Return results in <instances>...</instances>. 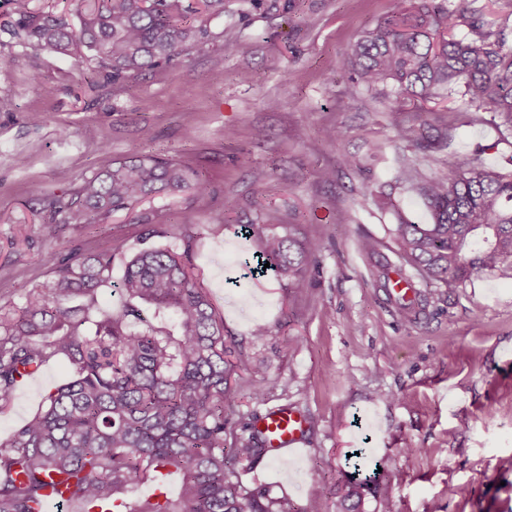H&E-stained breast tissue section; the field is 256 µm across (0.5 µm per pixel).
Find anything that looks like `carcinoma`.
<instances>
[{"instance_id":"obj_1","label":"carcinoma","mask_w":512,"mask_h":512,"mask_svg":"<svg viewBox=\"0 0 512 512\" xmlns=\"http://www.w3.org/2000/svg\"><path fill=\"white\" fill-rule=\"evenodd\" d=\"M17 35L28 45L69 56L92 52L104 77L117 83L172 65L212 38L208 18L224 13V0H93L79 28L63 17L39 14L30 0H13ZM467 25L477 38L458 39ZM490 16L467 0L449 10L438 0H390L387 14L340 60L347 91L392 87L408 99L444 97L463 84L476 112L489 110L512 131V51ZM398 139L419 153L448 147V130L396 126ZM394 182L419 198L429 221L393 225L395 254L425 287L457 288L486 275L512 280V172L477 154L456 158L449 170L425 173L409 159ZM210 185L168 159L136 156L84 178L70 199L47 202L51 223L85 224L125 210L151 195ZM254 271L273 273L297 292L321 263L318 246L293 233H267L249 224ZM117 244L89 253L48 252L51 277L24 302L0 308V410L19 386L50 361L64 357L72 380L51 390L41 409L0 443V512H49L52 488L66 504L101 512H292L288 500L262 486L250 488L238 468L253 467L267 451L252 433L226 443L237 396L235 378L251 359L224 341V320L190 271L191 243L183 252L146 246L129 256L120 284L125 301L98 311V293L110 285ZM269 268H264V264ZM82 299L79 305L71 304ZM175 467L181 492L169 496L162 468ZM336 512H360L367 479L364 457L352 463ZM151 481L156 493L133 503L128 490Z\"/></svg>"}]
</instances>
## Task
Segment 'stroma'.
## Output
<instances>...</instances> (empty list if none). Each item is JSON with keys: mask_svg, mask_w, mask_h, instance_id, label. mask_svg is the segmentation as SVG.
Here are the masks:
<instances>
[{"mask_svg": "<svg viewBox=\"0 0 512 512\" xmlns=\"http://www.w3.org/2000/svg\"><path fill=\"white\" fill-rule=\"evenodd\" d=\"M241 6L227 0L211 23L234 33L232 53L215 39L177 65L112 84L86 58L19 42L12 0H0V306L21 305L49 277L47 249L94 252L117 241L131 253L147 240L142 216H152L164 230L152 244L179 251L191 242L192 273L224 320L227 346L253 361L232 383L231 434L248 436L249 420L275 407L306 418L297 459L263 458L241 470L244 484L287 497L296 512L316 497L332 510L346 455L362 448L382 465L392 512H512V282L488 276L421 289L417 320L406 321L379 264L394 257L392 224L424 220L425 210L397 191L391 209L367 193L391 181L406 152L396 124L447 128V149L419 161L427 171L475 152L511 170L512 136L458 96L401 101L389 87L347 94L338 62L389 0H275L244 19ZM332 127L344 131L333 145L323 139ZM135 153L192 167L209 195L154 196L95 224L50 226L46 200L70 197L85 176ZM348 155L359 167L343 166ZM257 168L267 173L261 196ZM326 168L335 181L322 180ZM228 196L237 202L229 215ZM259 213L272 217V232L292 224L299 238L321 240L314 288L298 293L251 275L241 227ZM339 228L345 238H333ZM365 235L376 239L375 254L359 249ZM257 321L268 329L260 341ZM70 377L57 359L22 384L0 412V441ZM273 377L287 390L251 400Z\"/></svg>", "mask_w": 512, "mask_h": 512, "instance_id": "35a3bbf8", "label": "stroma"}]
</instances>
